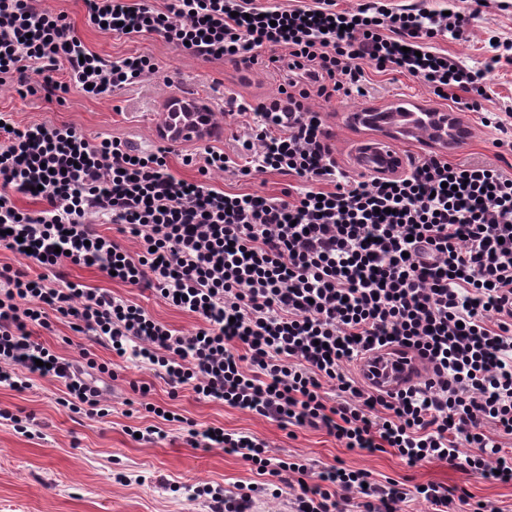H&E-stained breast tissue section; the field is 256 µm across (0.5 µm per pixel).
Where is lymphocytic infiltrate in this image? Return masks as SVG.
Returning <instances> with one entry per match:
<instances>
[{"label":"lymphocytic infiltrate","mask_w":512,"mask_h":512,"mask_svg":"<svg viewBox=\"0 0 512 512\" xmlns=\"http://www.w3.org/2000/svg\"><path fill=\"white\" fill-rule=\"evenodd\" d=\"M467 2L427 13L394 0L353 11L336 0H83L89 23L113 35L158 36L247 71L261 63L284 82L256 106L228 98L234 115L258 118L241 142L247 162L206 145L183 158L198 166L193 181L171 173L168 147L144 152L0 114V249L43 269H0V387L48 378L72 413L109 416L94 380L33 337L63 321L117 357H139L171 390L323 429L351 450L390 449L411 467L445 462L511 483L512 174L429 156L390 175L353 176L309 105L314 95L364 94L370 67L419 78L442 99L472 95L479 108L489 74L512 62V42L493 44L477 69L436 51L438 38L462 36L481 14V0ZM62 70L68 81L57 80ZM157 70L147 55L102 58L45 0H0V85L21 96L59 99L75 85L107 98ZM229 171L296 182L278 197L211 185L212 173ZM18 195L44 206L20 209ZM93 214L138 251L98 232ZM67 263L153 291L200 327L182 334L108 289L70 281ZM384 352L419 361V379L378 387L365 364ZM185 430L193 447L238 454L261 477L233 491L196 488L208 512H252L273 481L287 488L290 512H404L417 497L430 512L469 504L437 483L411 489L363 470L277 460L254 435L191 421Z\"/></svg>","instance_id":"f902f5d3"}]
</instances>
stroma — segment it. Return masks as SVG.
<instances>
[{
    "label": "stroma",
    "instance_id": "35a3bbf8",
    "mask_svg": "<svg viewBox=\"0 0 512 512\" xmlns=\"http://www.w3.org/2000/svg\"><path fill=\"white\" fill-rule=\"evenodd\" d=\"M48 2L67 14L77 36L101 57L145 54L156 60L160 72L108 99L89 97L76 87L70 88L60 102L39 95L23 98L12 86H0V113H10L18 124L67 123L92 138L116 136L150 150L156 146L152 132L155 112L161 110L168 96L193 91L211 98L223 124V134L216 144L230 153L238 149L237 139L245 130L227 115L229 95L239 94L256 105L277 95L283 82L280 75L257 66L252 70L251 84H239L231 65L194 59L162 38H118L100 32L88 23L82 0ZM492 39L512 41V0L502 5L491 0L488 8L471 20L463 38H441L435 46L473 68L485 62ZM489 86V98L483 101L481 111L472 112L460 104L450 107L453 115L472 127L468 143L448 150L401 140L398 148L413 157L433 155L452 163L495 162L496 133L483 125L482 115L512 107V63H500L489 76ZM366 89L363 96L329 100L314 96L309 101L314 110L324 114L333 133L336 159L346 168L351 165L353 144L370 134L368 128L349 126L347 113L386 108L400 98L421 107L439 103L419 79L397 72H368ZM291 181V176L276 172H255L245 178L226 172L216 176L214 184L227 191L277 197ZM67 273L73 281L110 289L114 296L141 305L182 333H191L198 326L195 316L169 306L156 293L111 281L98 269L71 265ZM89 347L98 362L116 364V378L105 377L100 382L112 403V413L105 419L70 413L59 403V385L47 379L33 378L31 388L21 392L0 387V409L33 415L38 429L37 436L28 437L0 420V512H202L201 502L190 497V490L205 484L230 489L239 482H256L255 472L238 455L221 448L191 447L179 426H172L168 437L156 443L134 440L130 429L150 423L144 414L125 413L124 401L133 395L130 384L134 381L150 385L149 402L165 406L201 427L215 425L255 435L277 457H297L320 469L340 462L349 469L368 471L374 479L389 477L410 486L435 482L456 493H468L502 512H512V483L480 479L440 462L411 467L391 452L370 455L347 449L322 430H293L221 402L197 399L188 391L174 396L168 385L142 368L138 359L130 356L118 360L105 347ZM162 477L168 479V486L159 485Z\"/></svg>",
    "mask_w": 512,
    "mask_h": 512
}]
</instances>
